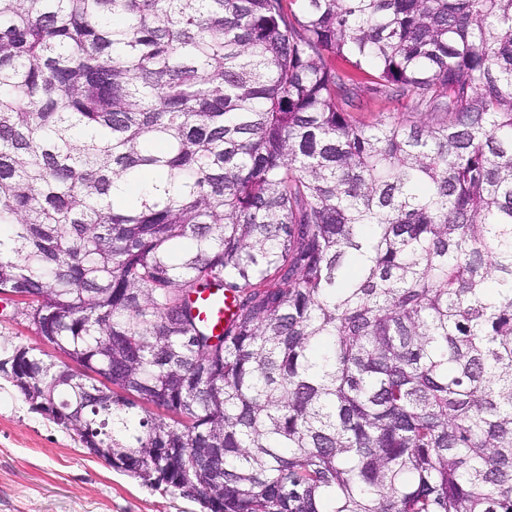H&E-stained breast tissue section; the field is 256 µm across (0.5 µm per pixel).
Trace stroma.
I'll return each mask as SVG.
<instances>
[{
	"mask_svg": "<svg viewBox=\"0 0 512 512\" xmlns=\"http://www.w3.org/2000/svg\"><path fill=\"white\" fill-rule=\"evenodd\" d=\"M0 512H202L196 501L89 457L0 377Z\"/></svg>",
	"mask_w": 512,
	"mask_h": 512,
	"instance_id": "obj_1",
	"label": "stroma"
}]
</instances>
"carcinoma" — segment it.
Returning <instances> with one entry per match:
<instances>
[{
  "instance_id": "obj_1",
  "label": "carcinoma",
  "mask_w": 512,
  "mask_h": 512,
  "mask_svg": "<svg viewBox=\"0 0 512 512\" xmlns=\"http://www.w3.org/2000/svg\"><path fill=\"white\" fill-rule=\"evenodd\" d=\"M0 224L6 380L112 468L512 512V0H0ZM372 95L368 92L362 93V106L354 113L359 115L366 123L372 124L379 119L388 121L402 119L403 110L401 107L390 100L380 99L372 100ZM195 305L200 320L212 327L214 332H218L228 313V302L224 300L222 292L215 288L207 289L195 298ZM6 297L9 298V300L6 299ZM6 297L0 295V336L12 339L14 342L34 343L36 341V345L30 346L49 354H58L53 345L49 343L46 336H41L40 329L36 324L28 323L26 328L20 318H13L16 308L15 305L20 307L24 302H27L28 299L16 293H8ZM28 331L34 335L32 336L34 339Z\"/></svg>"
}]
</instances>
